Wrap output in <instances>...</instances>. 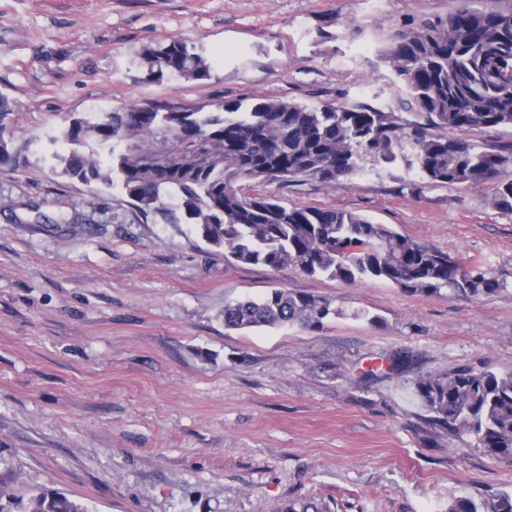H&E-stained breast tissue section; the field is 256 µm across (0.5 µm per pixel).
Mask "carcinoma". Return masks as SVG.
Wrapping results in <instances>:
<instances>
[{
	"label": "carcinoma",
	"mask_w": 512,
	"mask_h": 512,
	"mask_svg": "<svg viewBox=\"0 0 512 512\" xmlns=\"http://www.w3.org/2000/svg\"><path fill=\"white\" fill-rule=\"evenodd\" d=\"M403 85L409 120L371 106H308L257 96L186 107L132 102L88 120L71 117L62 135L71 145L61 173L82 183L122 184L144 214L183 218L207 243L238 263L292 267L348 284L381 281L426 296L498 294L504 282L481 263H464L421 246L387 224L330 207H286L251 192L258 183L333 189L368 169L403 167L428 185L499 182L492 206L512 212V146L457 136L476 128H512V11L458 9L399 34L381 54ZM144 80L210 77L212 63L180 38L141 53ZM18 111L0 95V168L13 164L14 131L4 119ZM344 310L322 296L274 288L224 305V328L288 326L316 330ZM436 426L470 435L486 455L512 462V373L457 368L414 380ZM19 512H88L56 491L27 498L0 489ZM448 512H512V490L458 496Z\"/></svg>",
	"instance_id": "1"
}]
</instances>
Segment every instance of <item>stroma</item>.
<instances>
[{"label": "stroma", "instance_id": "stroma-1", "mask_svg": "<svg viewBox=\"0 0 512 512\" xmlns=\"http://www.w3.org/2000/svg\"><path fill=\"white\" fill-rule=\"evenodd\" d=\"M461 0H0V94L16 102L0 169V486L90 512H448L512 489V463L434 426L413 390L459 367L512 372V213L494 182L425 186L404 169L327 189L261 185L289 206L357 213L479 261L506 291L412 295L243 265L195 225L142 216L121 184L61 173L65 115L134 101L264 95L391 111V36ZM222 56L207 80L144 81L145 46ZM274 288L324 296L320 329L230 331L224 304ZM355 309L367 311L352 318Z\"/></svg>", "mask_w": 512, "mask_h": 512}]
</instances>
